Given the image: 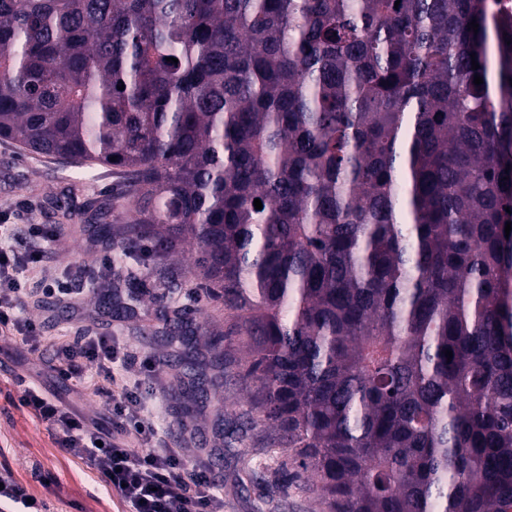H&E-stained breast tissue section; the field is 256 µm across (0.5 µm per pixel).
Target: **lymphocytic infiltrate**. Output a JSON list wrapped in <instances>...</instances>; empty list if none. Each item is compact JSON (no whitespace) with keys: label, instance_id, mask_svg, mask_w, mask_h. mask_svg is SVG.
I'll return each mask as SVG.
<instances>
[{"label":"lymphocytic infiltrate","instance_id":"lymphocytic-infiltrate-1","mask_svg":"<svg viewBox=\"0 0 512 512\" xmlns=\"http://www.w3.org/2000/svg\"><path fill=\"white\" fill-rule=\"evenodd\" d=\"M55 238L46 225H29L23 234L15 225H0V335L47 358L54 380L93 391L117 425L106 429L102 417L74 412L58 390L45 393L30 383L20 406L46 425L58 447L82 449L129 512H224V492L211 472L186 467L179 450L170 448L168 431L153 424L150 401L138 385L124 383L134 355L122 337L79 330L47 337L41 323L26 317L30 300L71 305L79 294L75 280L57 275L50 264ZM46 509L12 470H0V512Z\"/></svg>","mask_w":512,"mask_h":512}]
</instances>
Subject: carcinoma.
<instances>
[{"instance_id":"obj_1","label":"carcinoma","mask_w":512,"mask_h":512,"mask_svg":"<svg viewBox=\"0 0 512 512\" xmlns=\"http://www.w3.org/2000/svg\"><path fill=\"white\" fill-rule=\"evenodd\" d=\"M489 18L0 0V139L112 169L128 231L189 247L241 353L212 366L254 393L228 435L262 425L328 512H512V24L492 81ZM144 313L206 402L203 335Z\"/></svg>"}]
</instances>
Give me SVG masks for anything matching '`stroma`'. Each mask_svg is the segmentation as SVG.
Returning <instances> with one entry per match:
<instances>
[{
  "label": "stroma",
  "instance_id": "stroma-1",
  "mask_svg": "<svg viewBox=\"0 0 512 512\" xmlns=\"http://www.w3.org/2000/svg\"><path fill=\"white\" fill-rule=\"evenodd\" d=\"M78 168L25 154L0 141V224H47L59 241L50 261L59 274L75 275L101 256L112 258L105 292H89L81 304L46 305L35 315L47 336L70 328H88L99 336L126 337L141 359L156 362L154 370L131 367L130 378L141 381L143 396L163 405L162 424L174 429L172 447L182 449L189 465L208 467L224 488V512H326L312 478L302 476L286 486L274 476L256 484L252 470L263 462L281 461L284 453L266 448L261 429L239 439L227 430L245 407L249 394L231 379L212 388L211 399L187 418L172 402L183 370L176 362V344L159 331V323L143 312L128 314L131 293L149 288L159 305L180 309L203 334L225 332L222 302L207 298L198 281L183 277L182 286L168 293L165 277L170 258L159 246L138 251L114 203L122 186L110 169L99 167L92 179L79 181ZM111 226L101 237L97 225ZM28 354L18 342L0 337V469L11 468L30 492L44 499L50 512H126L118 497L95 475L78 450L64 451L54 443L45 424L13 406L22 389L18 376L26 374ZM52 473L55 482L43 487L37 474Z\"/></svg>",
  "mask_w": 512,
  "mask_h": 512
}]
</instances>
